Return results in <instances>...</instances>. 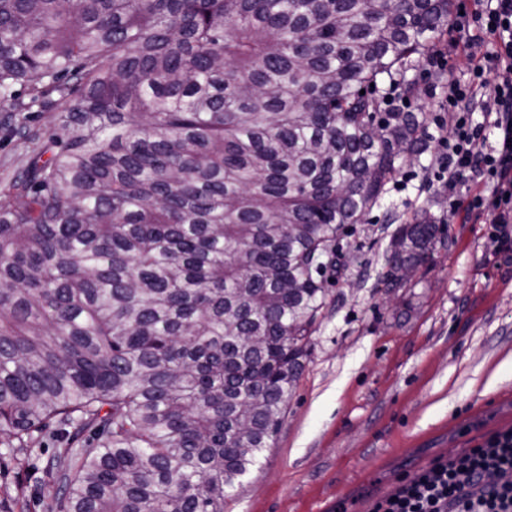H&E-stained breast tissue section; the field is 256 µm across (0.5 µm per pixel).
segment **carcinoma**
<instances>
[{"label": "carcinoma", "instance_id": "1", "mask_svg": "<svg viewBox=\"0 0 512 512\" xmlns=\"http://www.w3.org/2000/svg\"><path fill=\"white\" fill-rule=\"evenodd\" d=\"M453 0H0V512H224L271 447L326 273L427 115L396 108ZM33 87L48 132L26 124ZM442 230L384 255L402 288ZM32 144L0 132V188L25 162Z\"/></svg>", "mask_w": 512, "mask_h": 512}]
</instances>
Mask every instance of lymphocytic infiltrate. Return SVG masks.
<instances>
[{"instance_id":"lymphocytic-infiltrate-1","label":"lymphocytic infiltrate","mask_w":512,"mask_h":512,"mask_svg":"<svg viewBox=\"0 0 512 512\" xmlns=\"http://www.w3.org/2000/svg\"><path fill=\"white\" fill-rule=\"evenodd\" d=\"M457 15V30L479 29L491 40L481 55H466L467 81L444 80L441 90L451 109L453 138H441L437 180L454 191L459 178L476 175L489 196L457 200L465 210L493 201L501 235L512 232V0H476ZM491 97H484L485 87ZM484 113L487 126L472 122ZM371 512H512V431L453 458H438L412 478L399 479Z\"/></svg>"}]
</instances>
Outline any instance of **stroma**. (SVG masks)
<instances>
[{
	"label": "stroma",
	"instance_id": "35a3bbf8",
	"mask_svg": "<svg viewBox=\"0 0 512 512\" xmlns=\"http://www.w3.org/2000/svg\"><path fill=\"white\" fill-rule=\"evenodd\" d=\"M409 109L442 114L420 58ZM438 145L404 165L383 206L354 225L272 448L224 512H370L402 476L512 429V251L491 222L453 211ZM428 210L445 243L403 288L381 281L391 233Z\"/></svg>",
	"mask_w": 512,
	"mask_h": 512
}]
</instances>
